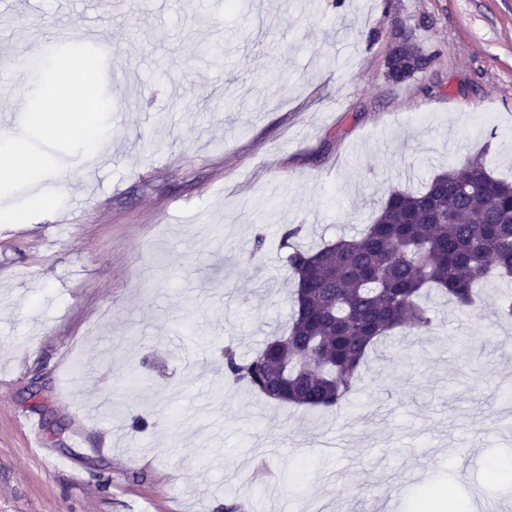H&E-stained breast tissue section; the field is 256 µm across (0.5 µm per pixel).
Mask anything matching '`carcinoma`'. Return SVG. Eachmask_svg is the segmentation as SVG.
I'll list each match as a JSON object with an SVG mask.
<instances>
[{
	"instance_id": "obj_1",
	"label": "carcinoma",
	"mask_w": 512,
	"mask_h": 512,
	"mask_svg": "<svg viewBox=\"0 0 512 512\" xmlns=\"http://www.w3.org/2000/svg\"><path fill=\"white\" fill-rule=\"evenodd\" d=\"M432 61L417 45L395 48L386 77L404 82ZM301 231L287 229L280 240L294 278L288 332L250 359L225 348L224 376L273 403L333 412L380 339L434 326L425 289L468 307L481 282L512 278V181L469 158L416 193L390 191L355 237L313 249L300 244Z\"/></svg>"
}]
</instances>
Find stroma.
<instances>
[{"label": "stroma", "mask_w": 512, "mask_h": 512, "mask_svg": "<svg viewBox=\"0 0 512 512\" xmlns=\"http://www.w3.org/2000/svg\"><path fill=\"white\" fill-rule=\"evenodd\" d=\"M62 26L105 54L111 155L62 156V207L0 225V512H512V282L397 330L338 413L220 356L287 330L286 228L353 235L480 152L512 179V0H0V126ZM406 31L435 62L395 84Z\"/></svg>", "instance_id": "35a3bbf8"}]
</instances>
